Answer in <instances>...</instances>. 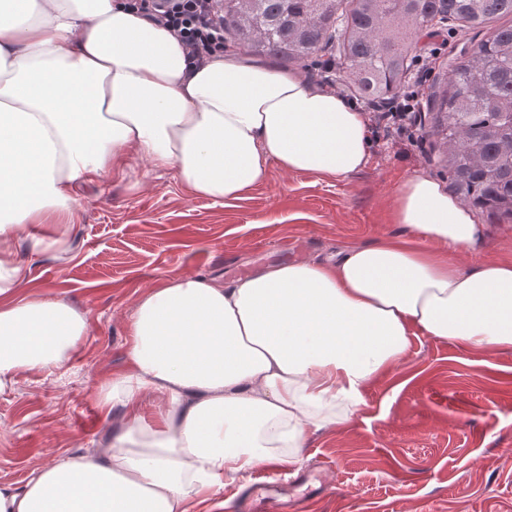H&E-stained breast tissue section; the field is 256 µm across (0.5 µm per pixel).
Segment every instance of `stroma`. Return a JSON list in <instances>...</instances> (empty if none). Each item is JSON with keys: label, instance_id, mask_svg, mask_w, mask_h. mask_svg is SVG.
<instances>
[{"label": "stroma", "instance_id": "1", "mask_svg": "<svg viewBox=\"0 0 512 512\" xmlns=\"http://www.w3.org/2000/svg\"><path fill=\"white\" fill-rule=\"evenodd\" d=\"M490 27L456 25L422 39L405 89L418 93L421 128L413 139L371 126L368 164L340 180L271 170L244 198L192 196L176 171L132 162L121 176L75 186L72 251L65 259L18 244L25 290L67 301L87 314L89 334L65 375L24 374L0 393V483L22 484L63 453L98 448L120 413L104 416L96 385L127 365L128 319L138 295L172 273L233 280L262 265L328 260L341 247L403 235L391 223L398 180L422 173L449 186L429 130L431 93L461 52ZM474 266L512 255V222L490 220ZM307 475L324 493L304 512H512V350L487 351L454 340L414 341L406 361L365 393L351 420L309 437L301 464L259 467L226 482L223 508L193 499L190 512H239L256 481Z\"/></svg>", "mask_w": 512, "mask_h": 512}]
</instances>
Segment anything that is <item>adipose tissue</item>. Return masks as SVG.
<instances>
[{"mask_svg":"<svg viewBox=\"0 0 512 512\" xmlns=\"http://www.w3.org/2000/svg\"><path fill=\"white\" fill-rule=\"evenodd\" d=\"M369 145L361 111L333 90L232 54L193 63L126 0H0V392L22 373H65L89 333L83 310L22 292L16 252H71L77 183L123 173L133 155L224 202L274 167L347 177ZM390 221L405 236L332 261L229 283L170 274L144 291L127 367L94 390L120 429L102 452L0 484V512H188L257 467L298 466L309 436L347 423L413 338L512 349V258L463 264L486 238L472 210L416 173Z\"/></svg>","mask_w":512,"mask_h":512,"instance_id":"1","label":"adipose tissue"}]
</instances>
